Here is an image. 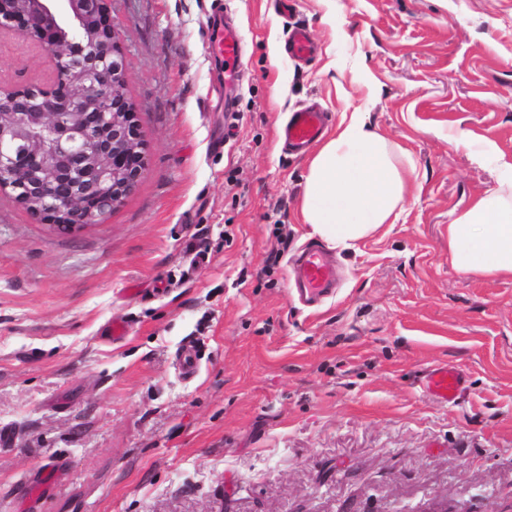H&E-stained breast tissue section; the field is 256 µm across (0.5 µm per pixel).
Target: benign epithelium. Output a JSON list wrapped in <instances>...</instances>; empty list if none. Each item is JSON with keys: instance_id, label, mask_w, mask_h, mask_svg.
Segmentation results:
<instances>
[{"instance_id": "obj_1", "label": "benign epithelium", "mask_w": 512, "mask_h": 512, "mask_svg": "<svg viewBox=\"0 0 512 512\" xmlns=\"http://www.w3.org/2000/svg\"><path fill=\"white\" fill-rule=\"evenodd\" d=\"M50 53L54 81L0 88V189L43 224H101L147 171L109 0H0V31Z\"/></svg>"}]
</instances>
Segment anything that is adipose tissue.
Wrapping results in <instances>:
<instances>
[{
	"instance_id": "obj_1",
	"label": "adipose tissue",
	"mask_w": 512,
	"mask_h": 512,
	"mask_svg": "<svg viewBox=\"0 0 512 512\" xmlns=\"http://www.w3.org/2000/svg\"><path fill=\"white\" fill-rule=\"evenodd\" d=\"M481 155L498 160V186L449 224L448 259L472 276H512V162L501 160L490 139ZM415 171L407 149L371 125L365 112H351L306 161L302 221L331 247H354L397 222Z\"/></svg>"
}]
</instances>
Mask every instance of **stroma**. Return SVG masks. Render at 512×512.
<instances>
[{
    "label": "stroma",
    "instance_id": "35a3bbf8",
    "mask_svg": "<svg viewBox=\"0 0 512 512\" xmlns=\"http://www.w3.org/2000/svg\"><path fill=\"white\" fill-rule=\"evenodd\" d=\"M225 2L246 44L227 90L211 0H111L149 163L104 223L60 233L0 189V512H512V277L448 260L497 177L450 129L512 159V0ZM293 22L317 45L302 66ZM53 76L0 33V86ZM309 104L331 130L367 112L416 175L397 223L336 250L335 295L299 309L305 158L279 130ZM441 364L456 402L420 386ZM50 460L51 492L24 496Z\"/></svg>",
    "mask_w": 512,
    "mask_h": 512
}]
</instances>
